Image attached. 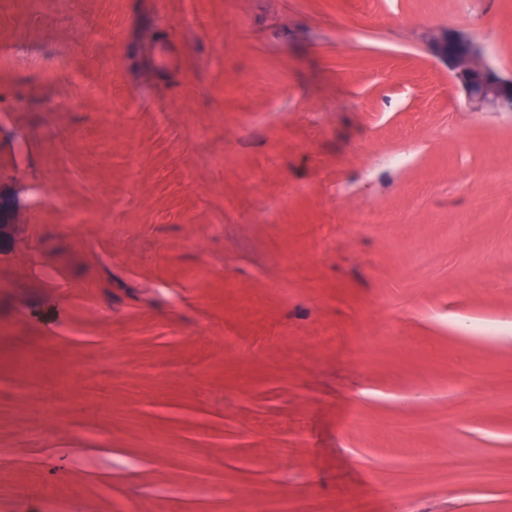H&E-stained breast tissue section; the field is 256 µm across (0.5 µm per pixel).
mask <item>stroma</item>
Here are the masks:
<instances>
[{
  "label": "stroma",
  "instance_id": "1",
  "mask_svg": "<svg viewBox=\"0 0 512 512\" xmlns=\"http://www.w3.org/2000/svg\"><path fill=\"white\" fill-rule=\"evenodd\" d=\"M446 29L512 75V0H0V512H512L444 465L512 471V112ZM432 49L448 65L472 107L512 112V77H500L486 63L481 47L470 34L445 30L434 38Z\"/></svg>",
  "mask_w": 512,
  "mask_h": 512
}]
</instances>
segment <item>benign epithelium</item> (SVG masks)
Listing matches in <instances>:
<instances>
[{
	"label": "benign epithelium",
	"mask_w": 512,
	"mask_h": 512,
	"mask_svg": "<svg viewBox=\"0 0 512 512\" xmlns=\"http://www.w3.org/2000/svg\"><path fill=\"white\" fill-rule=\"evenodd\" d=\"M432 49L448 65L472 107L512 112V78L500 77L486 63L481 47L470 34L445 30L434 38Z\"/></svg>",
	"instance_id": "obj_1"
}]
</instances>
